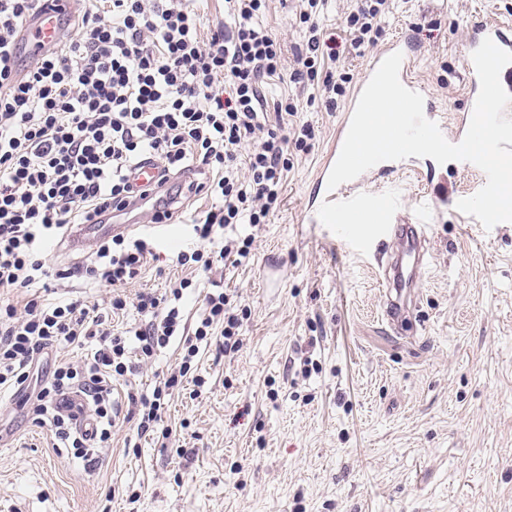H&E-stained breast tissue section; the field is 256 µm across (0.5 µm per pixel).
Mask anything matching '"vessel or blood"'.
I'll return each mask as SVG.
<instances>
[{
	"mask_svg": "<svg viewBox=\"0 0 512 512\" xmlns=\"http://www.w3.org/2000/svg\"><path fill=\"white\" fill-rule=\"evenodd\" d=\"M73 0H53L45 10L36 12L24 24L19 38L23 53L36 55L42 48L62 40L72 19ZM492 39L500 48L512 51V28L492 20L474 18L469 22L467 51H474L484 39ZM401 52L403 62L400 80L408 89L422 91V84L413 76V49L410 36H401L391 41L384 49L385 54ZM134 184L154 190L162 189L160 170L153 159H144L133 171ZM389 203L379 196L354 195L346 186L334 191L323 192L313 212V220L327 219L328 223L354 227L360 224L378 225L383 234L396 243L398 252L384 271L385 291L384 312L395 317L403 305V292L409 282L419 278L423 269V256L427 239L421 225L394 224L390 221ZM130 225L82 224L71 239L72 247L85 251L93 250L96 243L108 235L130 232ZM86 401L77 393L64 395L60 404L62 413L75 417L80 429L92 431L93 420L85 416Z\"/></svg>",
	"mask_w": 512,
	"mask_h": 512,
	"instance_id": "1",
	"label": "vessel or blood"
}]
</instances>
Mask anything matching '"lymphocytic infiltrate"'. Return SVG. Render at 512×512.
I'll return each instance as SVG.
<instances>
[{
    "instance_id": "lymphocytic-infiltrate-1",
    "label": "lymphocytic infiltrate",
    "mask_w": 512,
    "mask_h": 512,
    "mask_svg": "<svg viewBox=\"0 0 512 512\" xmlns=\"http://www.w3.org/2000/svg\"><path fill=\"white\" fill-rule=\"evenodd\" d=\"M326 0H300L296 20L307 40L296 66L284 73L282 41L263 23L267 0H224L227 22L203 28L190 0H89L77 19L81 34L41 51L20 70L16 39L42 0H0V290L31 288L43 279L79 277L110 288L105 307L52 299L51 287L24 305L0 302V397L27 394L34 422L50 426L57 441L87 458L86 435L57 409L70 390L93 401V435L105 443L115 425L112 384L146 365L160 349L181 340L182 357L151 393L130 396L138 435L160 432L170 390L193 372L200 342L220 337L238 351L245 317L233 297L210 292L195 324L183 299L196 278L226 260L249 259L254 228L267 223L290 169L288 137L270 115H295L293 98L268 102L267 86L290 80L345 95L351 81L325 70L339 57L324 48L317 16ZM388 0H361L345 18L353 47L376 44ZM163 177L193 168L202 179L188 193L216 204L194 215L193 249L175 266L185 277L163 295L129 294L156 257L151 238L117 234L102 241L87 263L49 272L46 244L67 238L76 224H94L136 191L132 170L144 156ZM135 310L138 324L117 332L115 317ZM60 346L85 349L80 362L59 359L51 376L31 389L42 355Z\"/></svg>"
}]
</instances>
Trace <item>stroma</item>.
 <instances>
[{
	"mask_svg": "<svg viewBox=\"0 0 512 512\" xmlns=\"http://www.w3.org/2000/svg\"><path fill=\"white\" fill-rule=\"evenodd\" d=\"M292 0H269L264 22L282 38L284 68L302 38ZM512 23V0H391L383 41L410 33L414 77L438 117L463 113L467 22ZM344 105L299 110L315 132L281 203L257 232L249 262L217 265L185 299L195 319L207 289L235 295L250 317L241 349L201 347L200 395L175 389L163 420L176 448L140 437L118 417L92 461L58 454L22 396L0 400V512H512V222L459 223L453 206L481 172L429 157L368 176L366 195L390 197L396 224L423 222L431 258L408 288L406 328L384 316L381 262L390 241L364 247L313 224L317 173ZM171 343L122 393L151 392L174 369ZM138 502H131L132 494Z\"/></svg>",
	"mask_w": 512,
	"mask_h": 512,
	"instance_id": "1",
	"label": "stroma"
}]
</instances>
